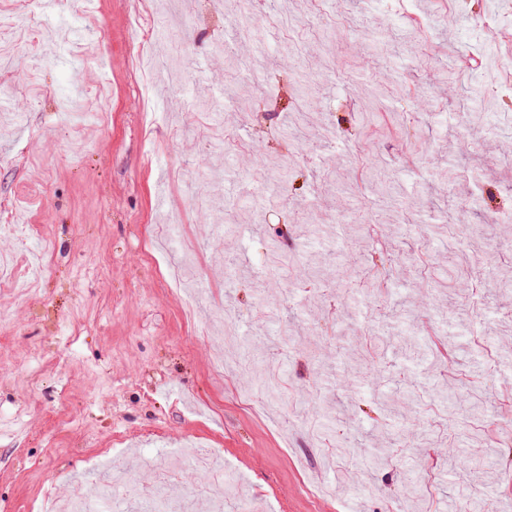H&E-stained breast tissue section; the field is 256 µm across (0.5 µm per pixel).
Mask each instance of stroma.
<instances>
[{
  "mask_svg": "<svg viewBox=\"0 0 512 512\" xmlns=\"http://www.w3.org/2000/svg\"><path fill=\"white\" fill-rule=\"evenodd\" d=\"M176 4L167 19L154 0H96L91 15L47 0L32 17L0 0L22 36L0 66V210L56 245L39 293L0 288V429L23 420L0 439V512L94 489L114 461L149 486L153 459L188 441L223 452L224 512H502L512 247L471 187L512 212V0H335L314 25L307 0ZM229 17L254 30L270 79L249 114L228 105L219 120L199 101L218 97L220 72L242 81L213 52ZM425 86L411 144L401 102ZM384 173L390 196L364 204ZM262 177L280 194L251 198ZM184 239L196 321L220 340L216 310L236 318L220 379L162 280ZM380 244L415 267L374 279ZM420 293L436 305L412 308ZM241 359L285 374L269 412L243 409L264 381ZM340 359L378 376L351 389ZM380 403L382 428L411 410L422 431L386 457L359 410ZM343 439L356 454L333 451ZM409 484L419 498L404 499Z\"/></svg>",
  "mask_w": 512,
  "mask_h": 512,
  "instance_id": "1",
  "label": "stroma"
}]
</instances>
